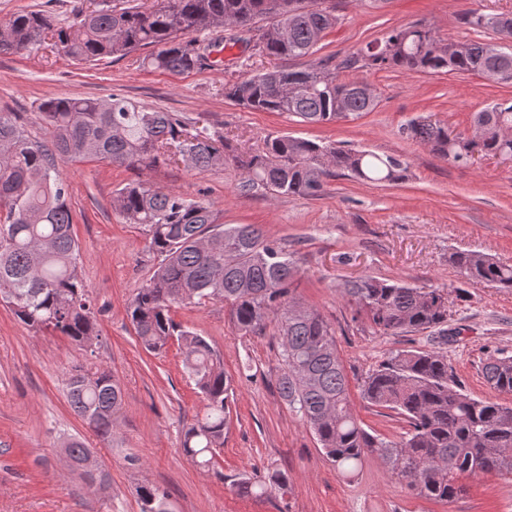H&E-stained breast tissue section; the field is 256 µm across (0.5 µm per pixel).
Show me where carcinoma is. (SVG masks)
I'll list each match as a JSON object with an SVG mask.
<instances>
[{"instance_id":"obj_1","label":"carcinoma","mask_w":512,"mask_h":512,"mask_svg":"<svg viewBox=\"0 0 512 512\" xmlns=\"http://www.w3.org/2000/svg\"><path fill=\"white\" fill-rule=\"evenodd\" d=\"M461 23L488 33L486 41L448 44L422 24L390 30L340 63L322 58L301 70L273 69L224 83V97L246 109L278 112L302 124H329L373 111L377 97L357 92L342 69L481 74L507 70L512 82V14L466 10ZM337 23L331 7L315 0H160L151 8L98 0L60 26L45 10L13 14L0 29V54H28L49 34L76 64L125 57L140 50L143 66L188 74L206 66L215 48L239 46L273 59L311 56ZM218 27L234 32L223 35ZM49 138L34 139L11 112H0V298L15 317L36 331L59 333L90 348L98 336L97 311L78 273L79 245L72 232L67 163L103 161L138 170L174 156L194 168L232 160L240 172L239 195L263 189L273 196H318L336 169L370 183L396 181L403 162L367 150H345L288 135L271 137L260 149L236 150L208 122L184 120L114 94L107 100L53 98L40 106ZM481 132L469 139L448 132V124L411 120L406 134L444 161L466 165L474 155L512 160V103H494L475 113ZM112 205L128 224L142 228L158 258L151 277L136 290L127 315L142 347L162 352L176 336L184 366L206 401V411L184 431L183 448L194 462L214 463L224 447L233 380L220 356L200 334L180 328L172 306L219 300L229 308L243 336H264L273 327L281 366L276 385L288 407L300 415L326 458L351 475L366 452L382 459L416 497L448 503L466 490L465 478L512 476V405L463 393L435 350H401L368 371L360 384L370 406L402 416L408 429L397 441L363 427L350 407L349 383L329 322L296 297L299 269L294 253L267 238L254 224H220L207 203L136 181L113 191ZM450 263L476 283L512 289V265L474 252H456ZM343 297L355 315L381 335L448 323V292L370 276L353 281ZM484 378L499 393L512 394V356L484 366ZM70 408L102 439L112 438L122 389L102 365L72 367L66 376ZM66 456L84 461L90 449L76 438L63 442ZM95 494L111 488L110 473L92 476L75 467ZM288 487L274 471L262 479L236 482L243 497L262 498ZM141 512H169L165 493L139 489Z\"/></svg>"}]
</instances>
